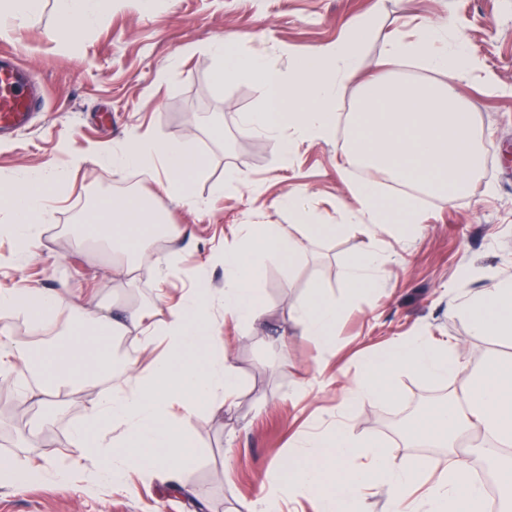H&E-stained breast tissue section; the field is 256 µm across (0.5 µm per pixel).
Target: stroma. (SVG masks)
<instances>
[{
  "label": "stroma",
  "instance_id": "1",
  "mask_svg": "<svg viewBox=\"0 0 512 512\" xmlns=\"http://www.w3.org/2000/svg\"><path fill=\"white\" fill-rule=\"evenodd\" d=\"M358 17L371 24L357 45V73L345 80L331 110L338 117L329 136L296 138L280 159L275 136L242 128L264 90L242 76L220 79L210 50L224 38L244 54L272 59L291 72L312 49L340 40ZM55 0H42L23 26L0 34V52L15 53L32 78L44 85L43 109L31 127L0 138V181L47 166L64 174L56 197L37 219L41 237L34 253H22L0 211V289H74L87 317L122 301L165 314L200 281L218 288L224 267L215 255L241 224L288 228L294 216L280 206L283 195L301 192L315 224H341L333 237L304 239L295 269L265 260L257 274L264 334L252 337L229 316L219 319L224 348L238 369L241 394L223 416L208 410L193 419L195 464L179 486L155 473H133L119 486L92 482L70 470L82 448L70 431L97 393L72 395L56 412L24 403L13 382L0 383V453L16 463L46 457L54 469H69L66 483L48 478L24 488L0 487V512H251L269 477L301 437L336 418L343 387L362 371L367 355L398 338L423 335L451 342L469 367L488 361L512 363V339L476 335L452 312L466 293L512 280V0H109L104 16L67 40L57 39ZM433 28L447 41L463 39L478 64L457 78L426 67L416 57L389 68L392 78L452 83L468 109L481 155L478 171L455 198L416 205L408 234L389 224L365 234L348 226L360 208L353 168L337 150L348 134L364 83L393 38L421 39ZM186 142L203 160L188 186L204 201L196 210L165 190L162 169L142 173L136 196L172 227L186 231L171 270L142 264L134 284L112 277V257L101 243L85 240L82 221L93 192L131 179L98 163L100 155L137 135ZM238 170L249 185L224 186ZM383 249L392 257L381 272L378 293L349 299L346 271L355 255ZM467 281H459L460 268ZM319 288L348 303L331 348L300 336L294 310ZM287 342H279V335ZM464 375L434 382L411 370L392 379L396 396L356 403L346 412L352 434L371 441L393 463L441 469L442 449L401 442L383 428L407 418L426 396L459 393ZM41 419L40 443L26 440L31 417Z\"/></svg>",
  "mask_w": 512,
  "mask_h": 512
}]
</instances>
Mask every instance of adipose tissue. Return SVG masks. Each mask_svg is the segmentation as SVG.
Listing matches in <instances>:
<instances>
[{"label":"adipose tissue","mask_w":512,"mask_h":512,"mask_svg":"<svg viewBox=\"0 0 512 512\" xmlns=\"http://www.w3.org/2000/svg\"><path fill=\"white\" fill-rule=\"evenodd\" d=\"M104 4L105 0H56V36L66 40L91 26ZM367 26V20L352 21V36L312 50L286 75L268 57L244 56L230 43L212 42L221 77L251 76L263 82V103L245 114L243 127L278 136L284 157L292 146L287 130L303 137L328 132L335 121L329 106L341 80L352 74L356 35ZM99 162L121 172L163 168L168 192L190 206L199 204L182 182L185 174L202 167L187 143L135 137L121 149L102 155ZM59 181V174L46 167L0 184V209L12 214L13 234L23 249L39 242L41 228L36 219L51 202ZM355 194L369 227L392 224L403 231L412 224L411 199L394 206L382 204L371 182L357 185ZM90 222V237L112 251V274L119 279L132 280L145 262L169 265L178 253L176 235L168 236L166 251L156 250V220L142 199L127 196L100 202ZM301 255L300 239L278 225H266L258 235L242 226L221 258L223 287L199 283L159 323L152 312L134 305L124 316L105 311L88 322L80 314V297L72 290L29 289L26 294L37 301L33 335L55 326L61 311L70 315L63 338L39 349L18 348L6 322L9 315L22 313L24 293L1 292L0 381L28 376L35 384L24 391V400L39 397L49 402L111 380V391L86 406L83 420L72 426L74 441L85 449L73 468L89 472L100 482L120 481L133 468L161 471L169 480H178L191 458L188 441L196 408L203 405L219 415L233 406L238 394V371L218 334L217 310L247 328H261L258 290L247 270L266 258L292 266ZM387 261V254L378 249L355 257L346 273L351 296L383 288L380 273ZM344 311V304L315 291L298 306L293 321L301 335L327 347ZM454 311L480 335L512 338V281H497L466 294ZM133 331L144 346L164 344L142 370L116 349L117 342ZM403 369L433 381L463 371L468 374L461 394L437 409L430 428L422 432L423 438L439 439L448 455L447 466L425 491L417 489L416 470L389 462L381 448L357 440L340 419L329 431L297 443L287 464L273 476L269 492L256 501L255 512H281L287 499L307 495L318 501L320 512H362L361 494L367 488L386 491L393 512H485V488L471 479L470 468L458 452L459 442L484 436L496 446H512V368L491 363L469 371L452 346L433 343L425 336L402 339L368 358L363 372L344 391L343 406L390 398V377Z\"/></svg>","instance_id":"ef3b65f1"}]
</instances>
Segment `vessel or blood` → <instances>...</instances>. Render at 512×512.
Returning a JSON list of instances; mask_svg holds the SVG:
<instances>
[{
  "instance_id": "1",
  "label": "vessel or blood",
  "mask_w": 512,
  "mask_h": 512,
  "mask_svg": "<svg viewBox=\"0 0 512 512\" xmlns=\"http://www.w3.org/2000/svg\"><path fill=\"white\" fill-rule=\"evenodd\" d=\"M42 89L31 86L25 69L8 54L0 56V132L28 126L33 110L43 102Z\"/></svg>"
}]
</instances>
